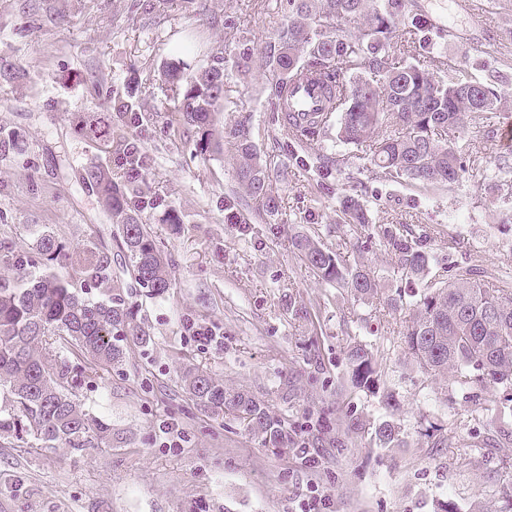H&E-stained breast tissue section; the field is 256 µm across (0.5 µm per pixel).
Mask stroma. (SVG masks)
<instances>
[{"label":"stroma","mask_w":512,"mask_h":512,"mask_svg":"<svg viewBox=\"0 0 512 512\" xmlns=\"http://www.w3.org/2000/svg\"><path fill=\"white\" fill-rule=\"evenodd\" d=\"M133 2L100 0L96 9L90 0H0V58L18 68L13 81L0 82V126L19 135L15 151L0 157V240L23 245L28 225L40 224L67 245L102 240L120 253L116 227L77 178L83 165L108 156L75 136L74 113L105 109L132 70L152 76L174 60L195 69L218 50L234 61L242 42L260 48L286 6L204 0L198 11L175 0L150 22ZM476 4V18L456 0H410L408 7L443 31L441 52L465 61L475 81L504 92L492 120L512 123V0ZM264 81L255 70L245 77L230 70L234 106L222 119L230 125L249 114L253 141L268 156L278 133L260 91ZM144 142L154 159L148 182L182 212L184 224L177 235L165 224L149 226L170 258L168 292L128 291L149 345L127 344L122 365L101 371L80 392L90 410L111 421L112 445L74 452L1 437L0 512H297L314 490L333 512H440L447 502L457 512H504L512 498V439L499 435L485 411L490 390L473 388L466 399L451 381L420 372L399 337L408 309L365 305L321 284L288 243L300 229L317 228L347 265L375 270L389 294L401 282L387 254L352 248L377 224L440 228L431 241L433 280L452 260L490 273L512 266V191L477 190L503 153L499 143L458 141L465 159H480V167L467 168L453 188L425 189L375 178L363 166L368 148L338 143L331 132L309 153L344 156L345 169L324 180L315 168L289 166L287 178L271 181L278 214L256 216L247 200L249 223L228 224L232 145L203 162L159 123ZM353 181L363 186L371 219L359 230L334 222L337 200ZM300 307L309 320L294 319ZM193 323L212 327L216 340L194 338ZM356 341L378 352L396 408L350 390L345 356ZM188 367L263 401L306 437L318 467H306L298 449L263 447L234 415L197 406L181 382ZM349 415L368 430L399 418L404 446L379 447L369 434L338 439ZM164 423L177 425L179 448H167ZM448 435L461 453L438 447Z\"/></svg>","instance_id":"obj_1"}]
</instances>
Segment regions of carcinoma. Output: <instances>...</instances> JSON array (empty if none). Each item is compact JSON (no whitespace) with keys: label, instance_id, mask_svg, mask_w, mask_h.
<instances>
[{"label":"carcinoma","instance_id":"carcinoma-1","mask_svg":"<svg viewBox=\"0 0 512 512\" xmlns=\"http://www.w3.org/2000/svg\"><path fill=\"white\" fill-rule=\"evenodd\" d=\"M403 26L419 58L395 60L393 32ZM258 61L266 77L264 91L276 129L291 160L306 166V148L326 132L336 140L365 146L372 173L386 181L409 180L422 187H452L466 172L456 142L465 137L493 139L487 115L500 109L502 95L472 80L467 68L448 62L433 38V25L404 0H288V16L264 42ZM228 78L223 52L208 56L194 73L171 62L159 73L158 89L172 97L166 132L173 140L193 133L191 155L203 160L224 149L235 150L237 190L224 197V221L241 224L239 206L255 201L263 214L279 212L270 192L273 176L288 165L271 168L257 150L247 117L219 133L214 114L224 110ZM314 81L322 88V108L297 112L295 87ZM142 79L133 71L111 111L77 112L75 133L109 149L111 162L91 161L78 171L85 189L96 196L111 223L119 226L125 267L134 284L155 293L172 287L164 252L145 224L157 210L159 223L178 227L183 215L147 183L151 157L138 133L154 124L140 97ZM497 174L483 190H501L512 174V157L501 155ZM336 223L369 224L368 209L356 188L341 194ZM23 247L0 244V434L29 436L42 448H110L112 425L90 412L79 391L93 385L98 369L124 361L123 341H148L133 304L118 293L112 250L92 242L69 248L51 231L31 230ZM430 234L417 235L408 224H379L372 240L391 255L412 292V313L400 331L405 352L425 373L451 378L462 390L474 385L504 388L512 402V272L484 279L475 265L448 262V280H428L433 255ZM300 260L326 284L350 292L355 301L381 300L378 274L365 264L348 266L340 249L316 232L290 239ZM62 265L68 279L54 272ZM353 389L380 396L381 362L372 348L355 342L346 352ZM193 397L215 415L226 411L246 423L270 448L291 443L284 424L265 405L243 391L231 390L212 376L188 369L182 377ZM374 439L383 448L403 442L400 422L379 423Z\"/></svg>","mask_w":512,"mask_h":512}]
</instances>
